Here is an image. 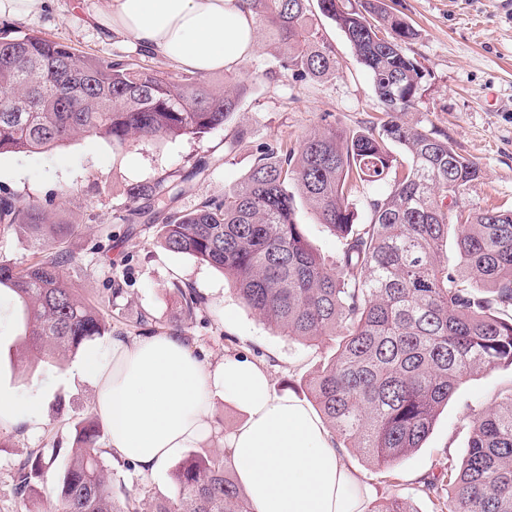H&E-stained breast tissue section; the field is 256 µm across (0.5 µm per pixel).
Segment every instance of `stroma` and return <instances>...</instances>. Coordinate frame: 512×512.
I'll return each mask as SVG.
<instances>
[{"instance_id": "obj_1", "label": "stroma", "mask_w": 512, "mask_h": 512, "mask_svg": "<svg viewBox=\"0 0 512 512\" xmlns=\"http://www.w3.org/2000/svg\"><path fill=\"white\" fill-rule=\"evenodd\" d=\"M103 0H49L46 9L14 21L17 33L38 31L67 43L88 56H125L131 62L170 71L162 58L85 21L87 9ZM394 15L412 25L415 37L406 52L421 66L424 78L406 121L439 134L464 157L478 163L481 177L464 191L459 204L475 212L491 207L512 208V0H387ZM316 37L336 61L335 69L304 81L281 70L266 33H259L254 55L232 79L245 80L240 110L228 123L204 137L182 136L138 140L127 147L110 140L78 137L51 149L0 155V193L36 201L69 224L66 243L72 255L65 268L68 283L88 301L100 305L113 330L138 336V321L148 315L159 330L184 323L185 339L205 363L226 356L245 357L265 366L276 394L303 402L311 397L304 381L336 350L334 338L307 345L270 328L238 298L223 273L182 253L166 249L154 224L123 222L126 191L136 183L184 182L185 192L174 203L187 211L224 191L249 171L255 147L275 141L296 143L327 126L362 130L380 115L372 79L357 61L344 34L324 16H317ZM244 143L234 153L225 144L236 134ZM208 170L193 176L200 159ZM111 241L110 252H96L94 241ZM179 281L195 288L207 305L195 320L182 319L178 297L170 290ZM118 293L104 303L105 284ZM13 301L0 297V384L18 398H42L39 430L20 424L0 430V512H52L56 471H49L30 499L15 494L11 473L27 449L55 439L72 447L74 427L94 416L90 383L75 372L76 358L63 363L41 360L18 365L10 348L15 340ZM512 386V368H496L464 384L437 418L422 448L395 468L389 481L385 468L347 449L370 496L367 512H378L391 497L412 498L417 512H434L429 498L414 490L423 476L438 473L445 462L460 463L466 453L470 423L490 406L495 394Z\"/></svg>"}]
</instances>
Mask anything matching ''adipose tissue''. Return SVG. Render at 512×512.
<instances>
[{
	"mask_svg": "<svg viewBox=\"0 0 512 512\" xmlns=\"http://www.w3.org/2000/svg\"><path fill=\"white\" fill-rule=\"evenodd\" d=\"M108 35L200 75L238 69L255 51L258 20L236 0H105L92 16ZM94 388V410L119 457L153 475L187 448L226 449L255 512H363L360 481L324 422L299 399L276 394L262 366L236 357L196 359L167 332L112 341L101 363L77 368ZM245 420L214 427L215 399Z\"/></svg>",
	"mask_w": 512,
	"mask_h": 512,
	"instance_id": "adipose-tissue-1",
	"label": "adipose tissue"
}]
</instances>
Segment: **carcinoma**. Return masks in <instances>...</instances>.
Here are the masks:
<instances>
[{
	"instance_id": "carcinoma-1",
	"label": "carcinoma",
	"mask_w": 512,
	"mask_h": 512,
	"mask_svg": "<svg viewBox=\"0 0 512 512\" xmlns=\"http://www.w3.org/2000/svg\"><path fill=\"white\" fill-rule=\"evenodd\" d=\"M238 3L277 40L280 68L319 77L336 67L316 40L310 0ZM318 8L371 75L386 120L257 147L242 181L221 199L166 216L158 239L224 272L241 302L283 335L310 345L339 336L333 358L308 380L311 398L344 447L393 467L422 447L461 385L512 367V209L460 210L459 196L481 178L478 164L401 120L423 78L404 48L413 27L393 17L386 0H318ZM243 94L240 83L85 56L40 32L14 36L0 25V154L90 135L119 146L132 138L201 137L239 111ZM379 181L389 192L367 200L369 223H353V187ZM182 193L179 185H132L123 221L154 222ZM298 195L336 237L334 259L309 245L295 218ZM0 227H18L40 246L25 267L0 262V291L16 297L23 326L17 361H61L112 333L101 309L68 285L71 254L44 248L65 241L72 225L5 193ZM451 228L450 261L440 251ZM171 290L183 319L204 309L196 289L174 282ZM470 430L461 465L443 466L417 491L434 498L438 512H512V387L475 415ZM60 453L54 441L27 451L14 469L16 493L38 494ZM106 453L95 420L80 421L55 483L56 512H254L222 451L188 455L173 472V494L139 497L116 487Z\"/></svg>"
}]
</instances>
